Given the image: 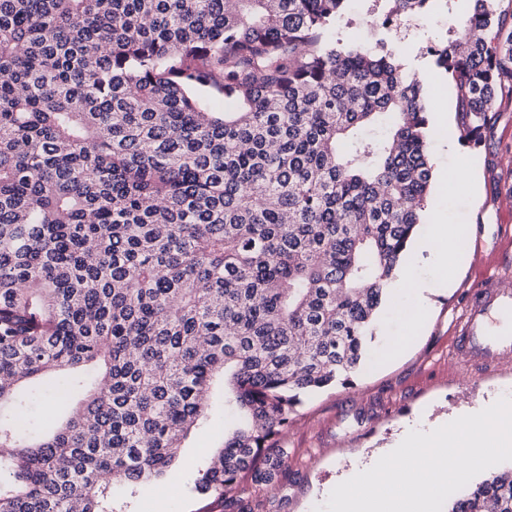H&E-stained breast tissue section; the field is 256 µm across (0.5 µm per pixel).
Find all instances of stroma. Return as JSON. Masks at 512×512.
I'll list each match as a JSON object with an SVG mask.
<instances>
[{
  "instance_id": "1",
  "label": "stroma",
  "mask_w": 512,
  "mask_h": 512,
  "mask_svg": "<svg viewBox=\"0 0 512 512\" xmlns=\"http://www.w3.org/2000/svg\"><path fill=\"white\" fill-rule=\"evenodd\" d=\"M470 10L469 0H436L423 17H407L387 38L409 69L426 72L429 112H444L448 123L433 126L429 150L433 182L420 234L431 225L455 227L464 242L463 262L452 287H441L442 272L423 261L416 273L434 283L425 309L413 298L388 292L379 311L377 335L368 344L363 368L350 387H329L304 400L281 435L288 469L277 482L258 485L244 479L238 493L205 499L194 493L232 420L215 405L205 432L188 436L172 469L144 486L113 484L112 512H327L336 485L378 460L399 436L405 422L426 419L443 425L450 410L486 408L498 392H512V362L471 380L465 377L450 344L470 293L485 272L499 271L502 287L512 289V98L503 97L479 150L461 138L452 83L433 64L428 50ZM386 0H349L333 40L374 45L378 35L366 22L383 18ZM475 162L477 197L460 186L458 172Z\"/></svg>"
}]
</instances>
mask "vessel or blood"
Wrapping results in <instances>:
<instances>
[{"instance_id": "obj_1", "label": "vessel or blood", "mask_w": 512, "mask_h": 512, "mask_svg": "<svg viewBox=\"0 0 512 512\" xmlns=\"http://www.w3.org/2000/svg\"><path fill=\"white\" fill-rule=\"evenodd\" d=\"M478 301L457 326L454 352L460 362L486 366L512 357V332L497 330L501 317L512 316V291L499 288L492 275H484Z\"/></svg>"}]
</instances>
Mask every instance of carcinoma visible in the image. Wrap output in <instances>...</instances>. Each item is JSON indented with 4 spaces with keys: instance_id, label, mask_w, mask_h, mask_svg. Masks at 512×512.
Wrapping results in <instances>:
<instances>
[{
    "instance_id": "cac0c4a2",
    "label": "carcinoma",
    "mask_w": 512,
    "mask_h": 512,
    "mask_svg": "<svg viewBox=\"0 0 512 512\" xmlns=\"http://www.w3.org/2000/svg\"><path fill=\"white\" fill-rule=\"evenodd\" d=\"M347 0H0V512H107L162 476L224 376L234 427L195 486L288 467L304 398L349 385L417 232L425 79ZM381 26L431 0H387ZM430 48L476 147L512 28L472 0ZM76 414L46 410L31 380ZM447 512H512V466ZM386 11V0H350L346 5L344 17L336 22V29L330 33L331 40L374 46L376 40L383 35V31L371 33L363 20L383 18ZM348 19H352L351 25L346 24Z\"/></svg>"
}]
</instances>
